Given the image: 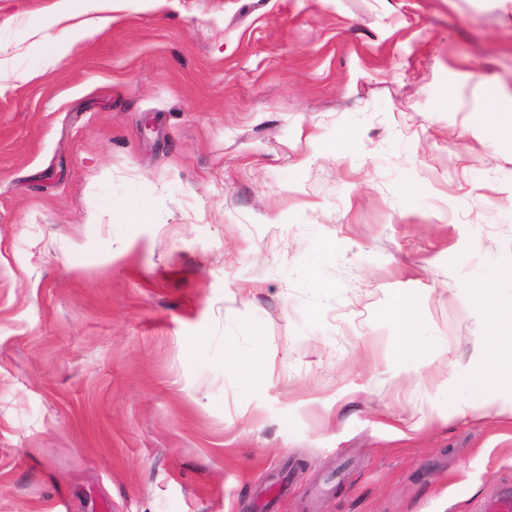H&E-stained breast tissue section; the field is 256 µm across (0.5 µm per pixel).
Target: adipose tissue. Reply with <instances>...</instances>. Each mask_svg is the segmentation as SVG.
I'll return each mask as SVG.
<instances>
[{"mask_svg": "<svg viewBox=\"0 0 512 512\" xmlns=\"http://www.w3.org/2000/svg\"><path fill=\"white\" fill-rule=\"evenodd\" d=\"M112 0H91L85 5V19H76L71 0H58L50 16L46 36L34 40V47L43 49L45 65H54L65 58L73 33L94 36L111 27ZM471 381L479 397L468 410L473 414L488 412L512 422V397L498 394L501 385L512 386V307L498 309L483 336L473 347Z\"/></svg>", "mask_w": 512, "mask_h": 512, "instance_id": "1", "label": "adipose tissue"}]
</instances>
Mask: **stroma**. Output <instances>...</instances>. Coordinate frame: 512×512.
Returning <instances> with one entry per match:
<instances>
[{"mask_svg": "<svg viewBox=\"0 0 512 512\" xmlns=\"http://www.w3.org/2000/svg\"><path fill=\"white\" fill-rule=\"evenodd\" d=\"M56 3L0 0V512L512 493V424L465 410L512 304V143L471 125L512 0H118L22 80ZM385 317L389 320L396 333L399 335V344L396 347V356L399 357L406 352L408 339L411 337L415 323L413 317L402 299L391 302L385 309Z\"/></svg>", "mask_w": 512, "mask_h": 512, "instance_id": "stroma-1", "label": "stroma"}]
</instances>
